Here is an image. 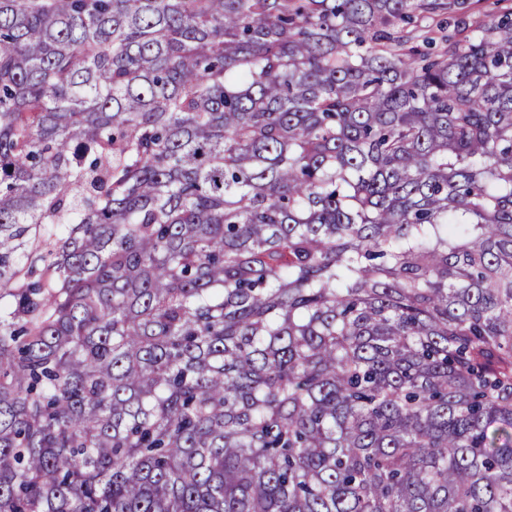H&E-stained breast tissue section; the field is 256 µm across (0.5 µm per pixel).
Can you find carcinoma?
Instances as JSON below:
<instances>
[{
    "label": "carcinoma",
    "mask_w": 512,
    "mask_h": 512,
    "mask_svg": "<svg viewBox=\"0 0 512 512\" xmlns=\"http://www.w3.org/2000/svg\"><path fill=\"white\" fill-rule=\"evenodd\" d=\"M463 5L0 0V512H512V8Z\"/></svg>",
    "instance_id": "carcinoma-1"
}]
</instances>
